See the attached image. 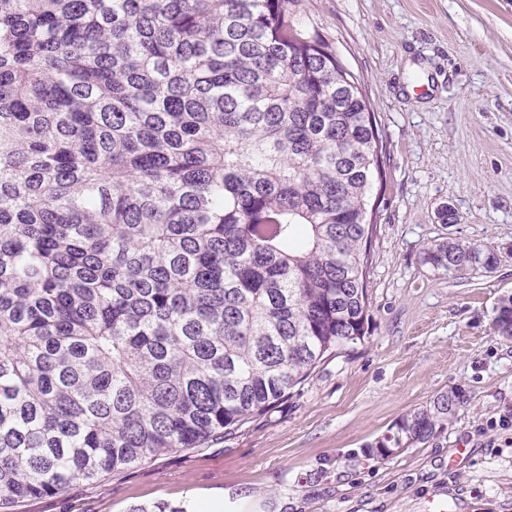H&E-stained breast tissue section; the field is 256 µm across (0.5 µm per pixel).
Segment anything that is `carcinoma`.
<instances>
[{"mask_svg": "<svg viewBox=\"0 0 512 512\" xmlns=\"http://www.w3.org/2000/svg\"><path fill=\"white\" fill-rule=\"evenodd\" d=\"M297 2L0 0V512L232 434L364 340L382 134Z\"/></svg>", "mask_w": 512, "mask_h": 512, "instance_id": "cac0c4a2", "label": "carcinoma"}]
</instances>
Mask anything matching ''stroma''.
<instances>
[{"label": "stroma", "mask_w": 512, "mask_h": 512, "mask_svg": "<svg viewBox=\"0 0 512 512\" xmlns=\"http://www.w3.org/2000/svg\"><path fill=\"white\" fill-rule=\"evenodd\" d=\"M361 81L386 144L364 341L288 400L205 447L27 498L10 512H130L203 499L211 512H512V0H300ZM457 215L439 218L442 208ZM493 269L423 264L443 238ZM465 400L448 428L381 459L369 445L436 394ZM468 460L449 468L455 448Z\"/></svg>", "instance_id": "obj_1"}]
</instances>
